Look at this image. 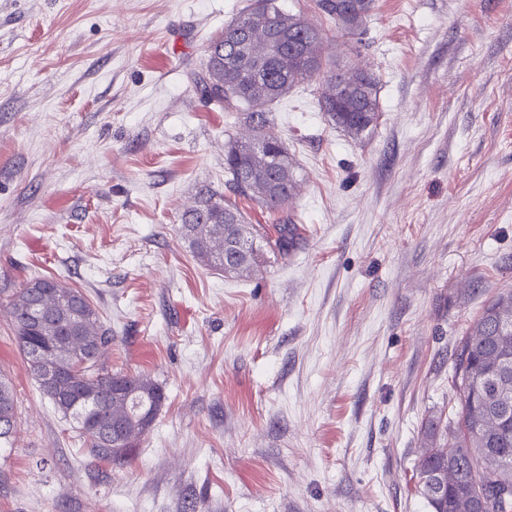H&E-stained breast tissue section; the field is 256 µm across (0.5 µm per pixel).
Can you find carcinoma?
Returning <instances> with one entry per match:
<instances>
[{
	"label": "carcinoma",
	"instance_id": "cac0c4a2",
	"mask_svg": "<svg viewBox=\"0 0 512 512\" xmlns=\"http://www.w3.org/2000/svg\"><path fill=\"white\" fill-rule=\"evenodd\" d=\"M272 0H252L207 48L204 69L194 82L201 97L226 112H239L245 138L228 136L224 172L231 190L276 213L293 198L294 163L284 143L271 136V105L298 83L324 78L318 103L327 122L361 137L379 119L378 80L369 72L348 74L325 53L320 29L285 12ZM316 0L348 41L359 38L375 8L374 0ZM182 236L207 265L241 275L261 264V246L224 267V243L246 231L238 206L223 194L205 190L182 216ZM274 248L287 254L300 243L298 225H276ZM14 339L42 394L77 424L89 456L121 460L147 428L134 421L135 392L153 414L163 404L158 384L144 375L112 372L105 351L112 331L88 297L36 277L21 288H3ZM449 384L459 409L446 425L445 448L436 447L438 424L424 429L427 448L416 469L419 493L433 512H512V290L485 305L457 346ZM86 397L74 405L75 395ZM17 429L10 385L0 380V447H12ZM118 451H113V448Z\"/></svg>",
	"mask_w": 512,
	"mask_h": 512
}]
</instances>
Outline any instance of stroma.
<instances>
[{"mask_svg": "<svg viewBox=\"0 0 512 512\" xmlns=\"http://www.w3.org/2000/svg\"><path fill=\"white\" fill-rule=\"evenodd\" d=\"M250 0H0V289L81 290L113 370L165 401L125 461L89 458L43 396L0 296L17 400L0 512H432L413 475L447 421L460 338L512 289V0H376L360 43L315 0L339 67L373 72L380 118L328 125L318 82L273 107L295 162L298 247L227 275L181 216L228 193L238 113L193 84Z\"/></svg>", "mask_w": 512, "mask_h": 512, "instance_id": "stroma-1", "label": "stroma"}]
</instances>
